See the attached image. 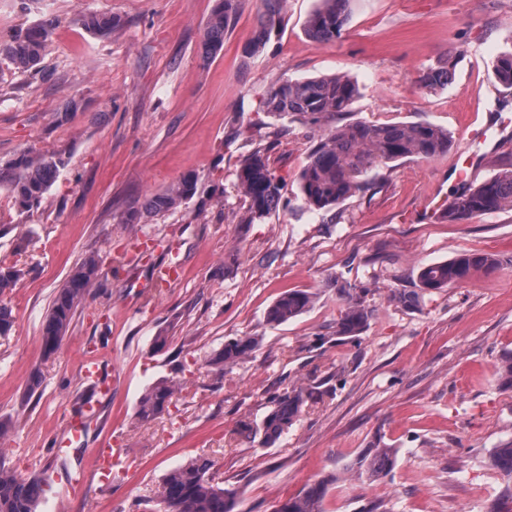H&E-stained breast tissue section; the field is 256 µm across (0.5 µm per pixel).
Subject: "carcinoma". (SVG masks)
Returning <instances> with one entry per match:
<instances>
[{"mask_svg":"<svg viewBox=\"0 0 512 512\" xmlns=\"http://www.w3.org/2000/svg\"><path fill=\"white\" fill-rule=\"evenodd\" d=\"M241 0H219L207 20L204 31L203 60L207 61L224 46V32L235 17ZM264 10L257 17L253 38L242 54L252 58L259 54L280 21L281 0H263ZM352 0H319L306 21V31L316 42L328 43L341 38L351 14ZM84 27L96 33L112 30L110 17L88 13ZM52 24L42 23L24 33L0 40V57L15 69L27 71L37 67L51 40ZM454 63L429 69L418 77V85L427 91L447 87L452 82ZM494 75L498 82L512 88V51L497 56ZM359 96L356 83L346 75L285 79L269 86L259 102V110L270 116H291L318 130L319 135L299 177L300 193L311 210H330L368 189L361 180L367 170L408 158L430 159L448 152V131L430 123L342 122L351 112ZM64 165L62 154L30 156L23 153L0 165V184H7L15 202L23 209L38 205ZM237 186L248 202L242 222L251 224L275 212L281 205L284 189L269 157L262 149L255 150L236 170ZM197 190V178L185 175L171 187L152 193L142 203V210L128 214L126 221L140 219V212L162 214L191 199ZM512 210V164L498 170L479 184L455 197L446 209L450 222L463 223L474 217ZM495 260L485 254L462 252L456 257L426 265L418 273L419 288L400 291L394 300L406 307H416L424 296L465 281L474 271L490 273ZM99 274V261L85 257L71 272L66 284L57 292L51 310L42 325L43 355H53L69 326L77 307L94 285ZM20 270L0 267V336L9 335L14 318L12 309L1 299L15 287ZM344 307L336 320V335L357 336L369 325L374 309L366 303L365 290L339 286ZM314 296L305 290H287L269 307L266 319L279 326L304 313ZM257 336H242L224 341V347L211 357L214 365L231 367L249 357L260 345ZM177 391V383L167 378L157 380L140 396L137 416L142 421L159 418L168 411ZM309 400V391L295 386L276 396L271 409L258 428L263 443L277 441L299 419ZM393 448H368L357 462L355 474L374 481L387 475L394 467ZM490 465L512 477V443L492 451ZM213 462L202 457L192 459L169 471L157 493L158 502L170 512H236L238 491L221 487L211 474ZM332 480L314 482L299 494L280 500L273 512H324V500ZM46 496V484L34 474L20 477L0 455V512H38Z\"/></svg>","mask_w":512,"mask_h":512,"instance_id":"obj_1","label":"carcinoma"}]
</instances>
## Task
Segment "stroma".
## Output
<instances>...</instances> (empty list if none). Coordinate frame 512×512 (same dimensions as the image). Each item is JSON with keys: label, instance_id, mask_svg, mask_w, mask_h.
<instances>
[{"label": "stroma", "instance_id": "1", "mask_svg": "<svg viewBox=\"0 0 512 512\" xmlns=\"http://www.w3.org/2000/svg\"><path fill=\"white\" fill-rule=\"evenodd\" d=\"M216 0H0V37L45 19L54 30L38 69L0 59V163L21 153H64L41 203L20 209L0 188V265L22 275L6 295L14 324L0 337V417L15 429L0 454L22 476L41 473L51 440L83 390L86 357L114 376L101 422L68 461L86 482L66 498L49 490L39 512H157L162 477L195 457L212 460L216 482L236 487L238 512H272L322 477L336 482L326 512H489L512 495V478L489 453L512 442V388L497 373L512 352V210L461 224L438 211L463 187L460 159L484 156L486 178L512 160V89L493 62L512 50V0H353L340 39L319 43L305 23L317 0H283V25L250 60L260 0H241L224 47L202 59ZM96 12L116 24L84 29ZM455 62L448 88L419 90L420 73ZM345 74L359 86L351 119L427 121L447 130L446 154L372 168L370 190L313 211L298 176L317 140L292 117L257 112V97L285 78ZM489 128L485 143L469 139ZM266 149L286 182L284 205L245 224L235 171ZM196 195L174 210L127 223L144 198L180 177ZM182 261L175 279L153 266H117L136 244ZM468 251L498 268L426 295L420 308L391 301L416 288L423 266ZM97 283L77 308L58 350L43 357L41 329L57 291L87 254ZM367 289L375 315L359 336L334 334L343 300L336 281ZM313 293L286 324L265 314L284 291ZM167 347L154 352L159 331ZM258 336L248 358L211 364L226 339ZM40 385L30 388L31 376ZM179 390L161 418L139 421L137 402L159 378ZM304 386L313 398L276 443L238 432L260 425L274 396ZM119 441L127 466L102 487L93 448ZM396 449L391 474L357 479L364 449Z\"/></svg>", "mask_w": 512, "mask_h": 512}]
</instances>
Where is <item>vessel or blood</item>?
Listing matches in <instances>:
<instances>
[{"label":"vessel or blood","instance_id":"b4317fda","mask_svg":"<svg viewBox=\"0 0 512 512\" xmlns=\"http://www.w3.org/2000/svg\"><path fill=\"white\" fill-rule=\"evenodd\" d=\"M85 391L72 403L74 413L62 434L53 443L56 457H64L67 448L83 441L87 424L95 422L101 413V399L112 391V376L104 364L95 360L85 361L82 367ZM125 451L118 444H106L95 448L96 470L102 483H111L113 477L120 473L124 463ZM47 485L56 487L60 492H68L84 482L81 471L67 467H50L43 472Z\"/></svg>","mask_w":512,"mask_h":512}]
</instances>
